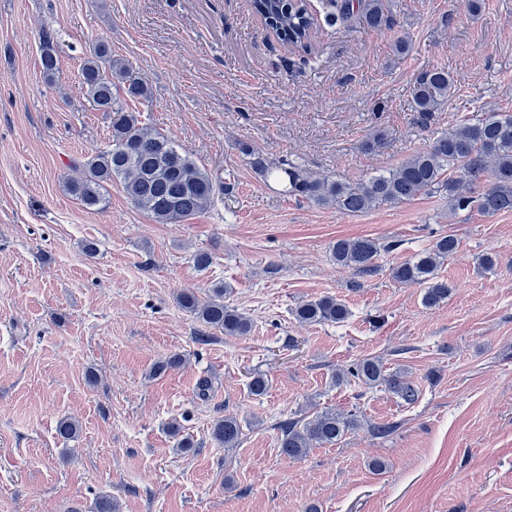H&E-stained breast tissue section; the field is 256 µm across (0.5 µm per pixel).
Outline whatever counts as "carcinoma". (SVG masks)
Segmentation results:
<instances>
[{"mask_svg": "<svg viewBox=\"0 0 512 512\" xmlns=\"http://www.w3.org/2000/svg\"><path fill=\"white\" fill-rule=\"evenodd\" d=\"M252 7L265 27L284 44L311 46L315 20L304 0H252ZM337 7L343 22L359 17L373 29L389 28L393 23L388 0H337ZM40 67L43 77L53 81L58 58L48 33L42 38ZM80 80L100 111L114 113L112 146L86 158L82 164L84 177L67 185L70 194L88 208L101 209L107 203L106 185L117 180L126 199L159 224L189 220L211 206L217 190L213 174L144 123L141 113L126 109L128 100H148L149 88L132 66L112 55L108 42L97 40L89 46ZM452 87L454 78L443 67L433 66L418 75L414 111L420 124L432 123ZM247 156L258 176L285 180L288 195L347 214L404 203L431 192L448 197L453 210H464L474 203L487 214L512 210L511 112H487L475 123L448 128L398 166L356 183L317 179L294 161L275 162L252 152ZM457 249L454 237H441L413 259L392 266V279L426 285L422 302L428 308L437 307L451 292L448 281L438 276V268ZM380 251L379 244L366 237L338 239L331 249L336 264L358 276L375 271ZM227 292L228 286L216 283L203 298L185 291L177 301L183 310L224 335L246 336L252 329L251 320L224 303ZM293 315L304 324H340L349 318L350 310L344 301L323 296L299 304ZM183 363L182 355L173 353L153 366V374H164ZM335 381L338 385L382 387L406 404L419 397L418 387L405 379L404 371L386 372L377 357L356 361L346 372L337 374ZM358 427L355 414L332 409L309 418H290L277 425L279 448L292 459L303 458L316 446L337 445ZM241 435V422L234 416L218 418L211 427L212 440L224 448L238 447Z\"/></svg>", "mask_w": 512, "mask_h": 512, "instance_id": "carcinoma-1", "label": "carcinoma"}]
</instances>
